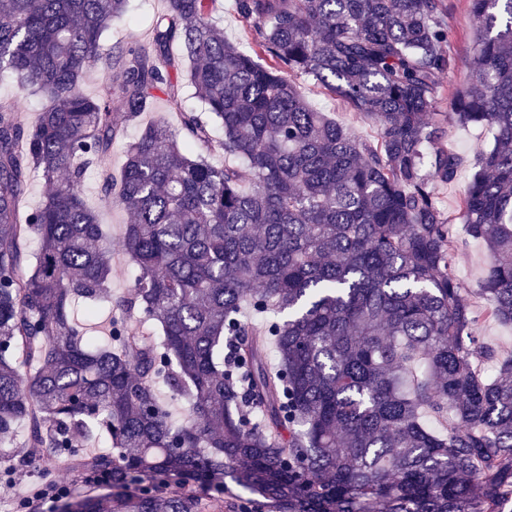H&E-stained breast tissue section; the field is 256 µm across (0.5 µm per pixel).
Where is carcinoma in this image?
<instances>
[{
  "label": "carcinoma",
  "mask_w": 512,
  "mask_h": 512,
  "mask_svg": "<svg viewBox=\"0 0 512 512\" xmlns=\"http://www.w3.org/2000/svg\"><path fill=\"white\" fill-rule=\"evenodd\" d=\"M127 2L0 0V74L46 101L33 126L0 103V463H31L13 447L23 422L46 466L109 479L60 512H204L190 483L227 476L265 512H512V357L477 336L431 190L460 164L446 126L494 129L461 218L490 256L486 314L512 324V0H469L472 77L446 112V0H234L248 50L224 39L216 0H165L151 51L128 48L90 97ZM185 62L224 139L183 112L178 130L148 127L114 180L112 100L136 120L156 92L175 98ZM297 76L377 143L312 110ZM217 150L245 168L211 163ZM91 168L130 213L138 268L105 345L74 314L112 280ZM35 171L52 188L23 213ZM100 435L112 452L84 453ZM297 82L303 87L306 99L312 107L320 112L328 113L331 117L336 119L337 123L360 139L372 144L377 142V134L374 125L356 114V112L351 110L343 101L328 94L321 87L307 81L303 77H298Z\"/></svg>",
  "instance_id": "cac0c4a2"
}]
</instances>
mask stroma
<instances>
[{"mask_svg": "<svg viewBox=\"0 0 512 512\" xmlns=\"http://www.w3.org/2000/svg\"><path fill=\"white\" fill-rule=\"evenodd\" d=\"M451 9L450 25L453 32L452 50L456 65L444 81L440 102V111H447V97L465 84L472 71L473 30L469 14L468 0H449ZM166 8L165 0H128V9L124 17L113 21L106 32L104 44L113 54H120L128 46L148 47L150 24L154 16ZM303 91L308 103L318 111L328 113L337 123L360 139L373 143L377 140L376 129L372 123L364 120L351 110L339 98L328 94L310 81H303ZM199 103L193 96L188 82H181L177 98L159 96L151 111L142 113L132 122L125 121L120 104H113L112 111L116 119L122 120V132L112 144L109 170L113 176H120L125 161V147L140 137L149 125L162 121L171 127H178L180 114L185 110L198 109ZM445 142L449 150L456 153L461 164L456 178L448 184H433V193L446 215L456 221L458 237L464 244L455 257V270L463 286L468 288V300L481 320L478 334L497 348L500 357L512 356V325L484 317L485 300L478 290L490 263L483 242L467 237L464 224L459 221L463 191L470 182L475 169L474 162L481 153L489 150L494 143L491 128L470 124L452 125L447 129ZM83 196L86 205L96 212L106 233L112 240V282L110 291L113 297L129 294L135 286L136 269L122 248V230L129 220L128 212L115 200L107 196L102 189V179L97 170H89L84 184Z\"/></svg>", "mask_w": 512, "mask_h": 512, "instance_id": "35a3bbf8", "label": "stroma"}]
</instances>
